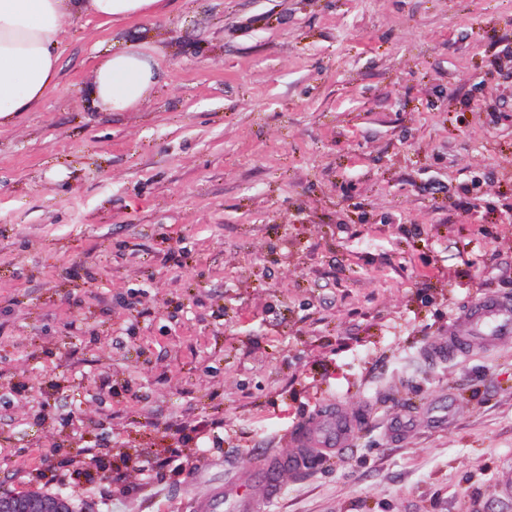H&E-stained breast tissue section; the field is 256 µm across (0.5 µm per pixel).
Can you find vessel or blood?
Returning <instances> with one entry per match:
<instances>
[{
    "instance_id": "obj_1",
    "label": "vessel or blood",
    "mask_w": 512,
    "mask_h": 512,
    "mask_svg": "<svg viewBox=\"0 0 512 512\" xmlns=\"http://www.w3.org/2000/svg\"><path fill=\"white\" fill-rule=\"evenodd\" d=\"M512 340V298L488 295L457 316L448 334L425 348L427 358L454 361L474 351L489 350ZM362 423L360 416L333 404L326 405L295 428L288 455L260 457L255 469L240 472L224 484L192 500L193 512H256L260 502L281 492L278 477L311 461L350 448Z\"/></svg>"
}]
</instances>
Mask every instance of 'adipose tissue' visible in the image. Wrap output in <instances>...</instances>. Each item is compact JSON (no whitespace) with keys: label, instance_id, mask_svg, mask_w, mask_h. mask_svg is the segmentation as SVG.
Wrapping results in <instances>:
<instances>
[{"label":"adipose tissue","instance_id":"adipose-tissue-1","mask_svg":"<svg viewBox=\"0 0 512 512\" xmlns=\"http://www.w3.org/2000/svg\"><path fill=\"white\" fill-rule=\"evenodd\" d=\"M166 8V0H0V124L31 111L57 86L70 20L88 15L109 25ZM155 83L149 57L120 50L96 67L91 96L104 110L127 112Z\"/></svg>","mask_w":512,"mask_h":512}]
</instances>
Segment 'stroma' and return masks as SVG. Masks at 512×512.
I'll list each match as a JSON object with an SVG mask.
<instances>
[{"mask_svg": "<svg viewBox=\"0 0 512 512\" xmlns=\"http://www.w3.org/2000/svg\"><path fill=\"white\" fill-rule=\"evenodd\" d=\"M152 54L129 112L86 95ZM0 126V492L189 502L329 401L364 424L258 512H512V0H173L67 25ZM156 72L146 55L133 50L112 52L94 71L91 96L109 112H127L146 97L156 83ZM505 340H512V298L487 295L457 316L448 326V336L430 344L423 354L435 361L461 360Z\"/></svg>", "mask_w": 512, "mask_h": 512, "instance_id": "1", "label": "stroma"}]
</instances>
